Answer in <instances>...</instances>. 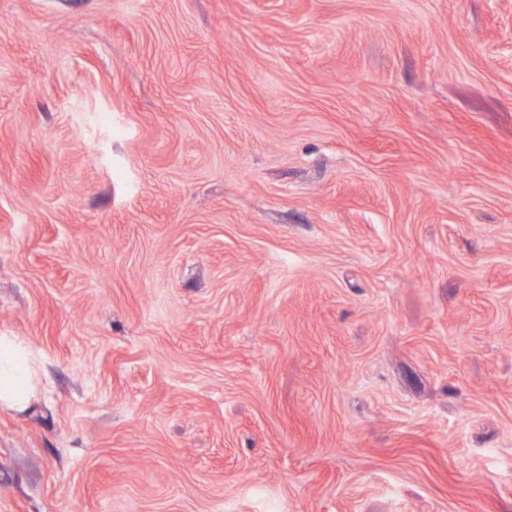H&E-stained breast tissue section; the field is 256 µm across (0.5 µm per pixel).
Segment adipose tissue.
I'll return each instance as SVG.
<instances>
[{
	"mask_svg": "<svg viewBox=\"0 0 512 512\" xmlns=\"http://www.w3.org/2000/svg\"><path fill=\"white\" fill-rule=\"evenodd\" d=\"M40 357L30 346L9 336H0V407L25 408L41 388Z\"/></svg>",
	"mask_w": 512,
	"mask_h": 512,
	"instance_id": "adipose-tissue-1",
	"label": "adipose tissue"
}]
</instances>
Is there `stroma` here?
Segmentation results:
<instances>
[{
    "label": "stroma",
    "mask_w": 512,
    "mask_h": 512,
    "mask_svg": "<svg viewBox=\"0 0 512 512\" xmlns=\"http://www.w3.org/2000/svg\"><path fill=\"white\" fill-rule=\"evenodd\" d=\"M0 512H512V0H0ZM40 357L30 346L0 336V407L23 410L41 388Z\"/></svg>",
    "instance_id": "1"
}]
</instances>
